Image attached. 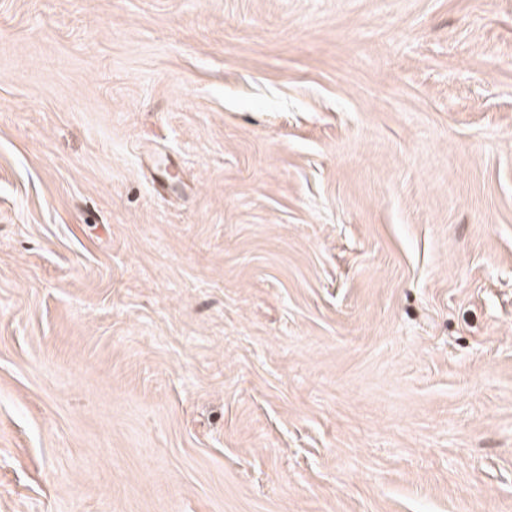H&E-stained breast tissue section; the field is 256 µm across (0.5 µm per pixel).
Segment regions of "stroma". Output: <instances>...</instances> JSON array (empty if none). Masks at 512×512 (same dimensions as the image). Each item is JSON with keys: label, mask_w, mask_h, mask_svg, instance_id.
I'll return each mask as SVG.
<instances>
[{"label": "stroma", "mask_w": 512, "mask_h": 512, "mask_svg": "<svg viewBox=\"0 0 512 512\" xmlns=\"http://www.w3.org/2000/svg\"><path fill=\"white\" fill-rule=\"evenodd\" d=\"M0 512H512V0H0Z\"/></svg>", "instance_id": "1"}]
</instances>
